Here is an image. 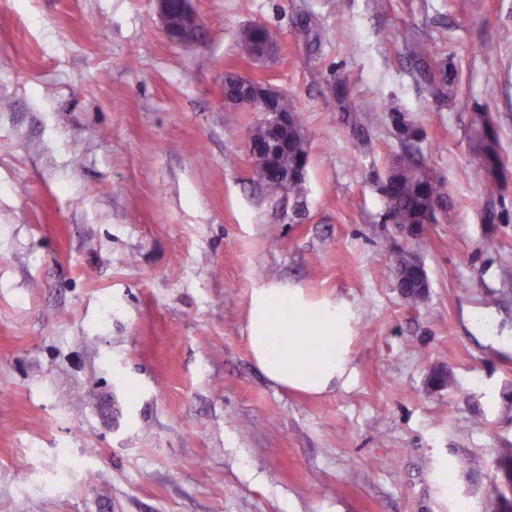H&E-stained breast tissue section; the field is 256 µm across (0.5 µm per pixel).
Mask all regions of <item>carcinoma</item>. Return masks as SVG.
Masks as SVG:
<instances>
[{"label": "carcinoma", "mask_w": 512, "mask_h": 512, "mask_svg": "<svg viewBox=\"0 0 512 512\" xmlns=\"http://www.w3.org/2000/svg\"><path fill=\"white\" fill-rule=\"evenodd\" d=\"M437 69L436 85L439 94L445 99L452 98L458 88V72L444 58L435 60ZM392 121L400 140L410 143L419 138V130L405 120L404 115L393 107ZM470 151L479 160V173L485 174L491 169L505 170L499 148L496 126L487 112L478 108L471 119ZM310 138L302 122L298 119L288 125V156L276 163L274 170H256L254 175L266 191L277 195L283 190L290 193H301L305 177L291 178L298 169L308 164ZM288 167V186H283L278 170ZM381 191L387 200L386 216L396 226L405 229L412 237H420L427 224L428 214L437 205L443 213H448L450 202L447 184L438 177H429L424 167V161L410 147L395 154L387 168L385 181Z\"/></svg>", "instance_id": "1"}]
</instances>
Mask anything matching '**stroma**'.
<instances>
[{"mask_svg":"<svg viewBox=\"0 0 512 512\" xmlns=\"http://www.w3.org/2000/svg\"><path fill=\"white\" fill-rule=\"evenodd\" d=\"M194 5L206 37L188 47L153 0H0V512H495L512 182L488 190L468 134L485 107L512 172V0ZM300 13L325 32L317 54ZM256 23L279 45L265 63L238 53ZM433 42L459 71L450 102L417 56ZM229 70L298 111L302 195L257 183V115L229 111ZM389 101L453 203L420 241L385 218ZM396 250L426 272L417 301ZM270 281L350 305L346 386L286 391L252 361L249 297Z\"/></svg>","mask_w":512,"mask_h":512,"instance_id":"stroma-1","label":"stroma"}]
</instances>
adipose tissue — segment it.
I'll return each mask as SVG.
<instances>
[{"mask_svg": "<svg viewBox=\"0 0 512 512\" xmlns=\"http://www.w3.org/2000/svg\"><path fill=\"white\" fill-rule=\"evenodd\" d=\"M247 343L253 362L274 385L320 395L351 375V311L339 300H312L303 289L270 282L254 288ZM310 345L294 344L296 335Z\"/></svg>", "mask_w": 512, "mask_h": 512, "instance_id": "obj_1", "label": "adipose tissue"}]
</instances>
